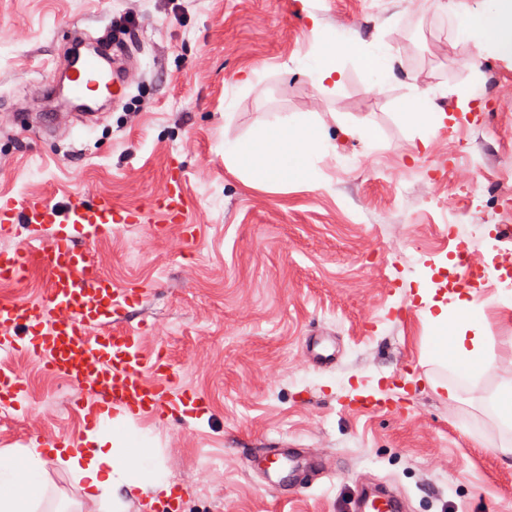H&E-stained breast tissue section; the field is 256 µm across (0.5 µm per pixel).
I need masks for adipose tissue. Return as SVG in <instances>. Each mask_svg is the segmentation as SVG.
Wrapping results in <instances>:
<instances>
[{
    "label": "adipose tissue",
    "mask_w": 512,
    "mask_h": 512,
    "mask_svg": "<svg viewBox=\"0 0 512 512\" xmlns=\"http://www.w3.org/2000/svg\"><path fill=\"white\" fill-rule=\"evenodd\" d=\"M455 10L470 17L461 32L464 39H478L495 55L512 58V0H493L480 10L471 9L467 0H457ZM343 55L358 58L364 70L379 78L395 75L388 50L369 52L360 40L325 36L311 58L308 76L322 88L339 84L343 73L338 60ZM333 149L315 119L275 112L247 135L225 138L224 164L248 185L281 192L297 182L319 185L314 160ZM484 309L477 299L456 294L434 302L423 314L429 362L454 370L460 377L453 385L432 381V389L447 392L449 399H460L468 390V379L493 368ZM155 446L148 432L104 413L86 430L79 448H0V512H39L48 492L47 466L51 463L107 512H123L127 493L148 498L169 493L163 468L152 461Z\"/></svg>",
    "instance_id": "1"
}]
</instances>
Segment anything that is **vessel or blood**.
<instances>
[{
  "label": "vessel or blood",
  "mask_w": 512,
  "mask_h": 512,
  "mask_svg": "<svg viewBox=\"0 0 512 512\" xmlns=\"http://www.w3.org/2000/svg\"><path fill=\"white\" fill-rule=\"evenodd\" d=\"M71 38L83 47L67 62L71 96L92 99L106 83L113 98H120L125 88L121 52L92 41L79 28ZM154 209L168 223H188L179 179L169 180ZM141 220L140 213L105 196L71 198L62 206L35 196L0 201V236L22 238L17 247L0 250V284H17L36 272L47 279L38 300L0 299V357L25 353L39 360L78 392L93 394L97 412L118 407L134 415L165 417L186 404L201 412L207 407L205 396L179 383L167 357L143 352L136 330L113 326V317L137 296L115 288L82 247L83 242L111 237L115 225ZM24 392L20 376L0 369L1 408H24ZM285 460L296 468L303 464L287 449L263 448L254 452L250 465L261 470L268 486L276 487ZM400 509L397 498L363 491L354 512Z\"/></svg>",
  "instance_id": "obj_1"
}]
</instances>
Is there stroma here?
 Instances as JSON below:
<instances>
[{
	"label": "stroma",
	"mask_w": 512,
	"mask_h": 512,
	"mask_svg": "<svg viewBox=\"0 0 512 512\" xmlns=\"http://www.w3.org/2000/svg\"><path fill=\"white\" fill-rule=\"evenodd\" d=\"M443 0H0V199L109 196L141 213L91 244L96 266L137 302L115 321L166 352L208 411L135 417L159 439L171 496L126 497V512H352L384 486L403 512H512V441L488 407L512 384V350L495 318L490 374L463 400L435 394L455 374L424 364L421 289L448 293L457 245L487 280L488 305L512 293V60L458 38ZM131 62L122 102L88 123L36 108L79 27L111 38ZM387 48L396 76L371 81L340 58L325 93L302 72L313 28ZM444 112L413 130L398 109L415 89ZM312 114L335 152L324 185L252 187L224 164V139L270 113ZM377 129L367 149L351 126ZM183 178L191 227L152 207ZM491 206L487 224H463ZM335 346L314 363L311 338ZM5 367L28 388L27 411L0 417V448L78 443L86 426L71 388L19 353ZM377 410L358 407L360 398ZM300 448L322 463L312 484L280 493L248 468L255 448ZM53 512H101L49 471Z\"/></svg>",
	"instance_id": "1"
}]
</instances>
